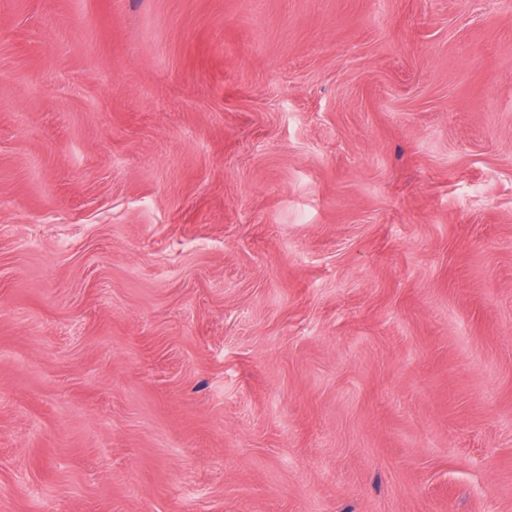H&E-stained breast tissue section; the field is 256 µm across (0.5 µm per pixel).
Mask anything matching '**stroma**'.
Listing matches in <instances>:
<instances>
[{
  "mask_svg": "<svg viewBox=\"0 0 512 512\" xmlns=\"http://www.w3.org/2000/svg\"><path fill=\"white\" fill-rule=\"evenodd\" d=\"M0 512H512V0H0Z\"/></svg>",
  "mask_w": 512,
  "mask_h": 512,
  "instance_id": "stroma-1",
  "label": "stroma"
}]
</instances>
